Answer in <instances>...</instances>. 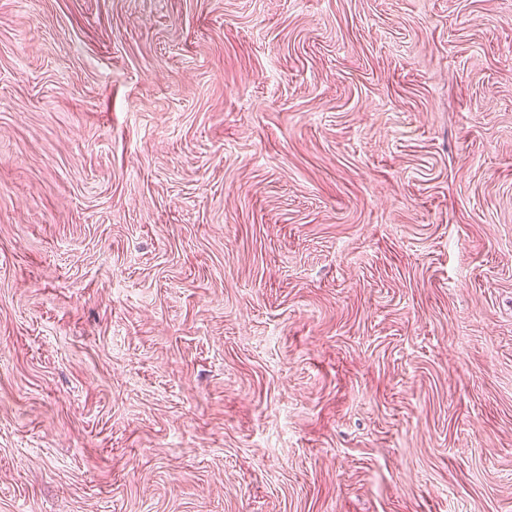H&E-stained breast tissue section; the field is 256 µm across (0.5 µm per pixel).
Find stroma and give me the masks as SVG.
I'll list each match as a JSON object with an SVG mask.
<instances>
[{
  "label": "stroma",
  "instance_id": "obj_1",
  "mask_svg": "<svg viewBox=\"0 0 512 512\" xmlns=\"http://www.w3.org/2000/svg\"><path fill=\"white\" fill-rule=\"evenodd\" d=\"M0 512H512V0H0Z\"/></svg>",
  "mask_w": 512,
  "mask_h": 512
}]
</instances>
